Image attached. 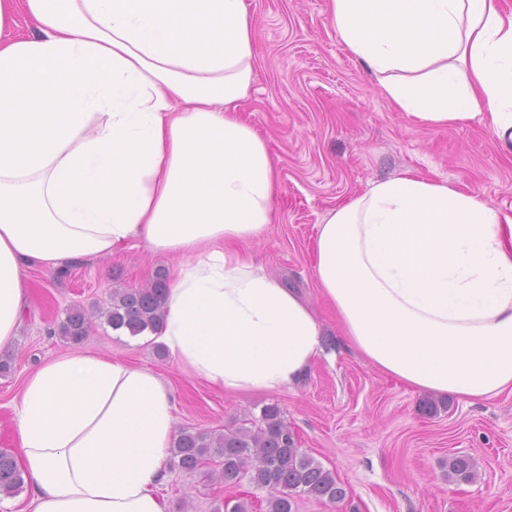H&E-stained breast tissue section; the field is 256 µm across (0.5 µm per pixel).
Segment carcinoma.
I'll list each match as a JSON object with an SVG mask.
<instances>
[{
    "label": "carcinoma",
    "mask_w": 512,
    "mask_h": 512,
    "mask_svg": "<svg viewBox=\"0 0 512 512\" xmlns=\"http://www.w3.org/2000/svg\"><path fill=\"white\" fill-rule=\"evenodd\" d=\"M166 295V276L159 270L144 288L113 290L104 316L108 325L124 327L136 336L160 324ZM89 329L85 313L73 309L58 325V334L72 343H80ZM171 460L173 466L187 475L212 464L226 485H236L246 478L254 486L267 489L264 512H293L296 499L303 496L330 503L346 497V490L334 473L300 451L276 404L264 406L260 417L251 419L249 426L209 434L190 429L179 431L171 448ZM448 467L451 474L463 481L472 478L468 457H454ZM24 484L23 471L15 457L0 450V493L16 494Z\"/></svg>",
    "instance_id": "carcinoma-1"
}]
</instances>
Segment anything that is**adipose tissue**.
Here are the masks:
<instances>
[{"instance_id":"ef3b65f1","label":"adipose tissue","mask_w":512,"mask_h":512,"mask_svg":"<svg viewBox=\"0 0 512 512\" xmlns=\"http://www.w3.org/2000/svg\"><path fill=\"white\" fill-rule=\"evenodd\" d=\"M347 49L419 124L484 120L512 153V10L502 0H330ZM31 23L12 33L15 13ZM245 0H0V348L26 272L139 241L172 256L154 339L212 388H293L324 351L311 307L249 242L277 170L237 105L253 76ZM313 277L345 341L420 391L512 394V218L408 173L319 225ZM32 512H168L175 435L151 369L45 362L14 406Z\"/></svg>"}]
</instances>
